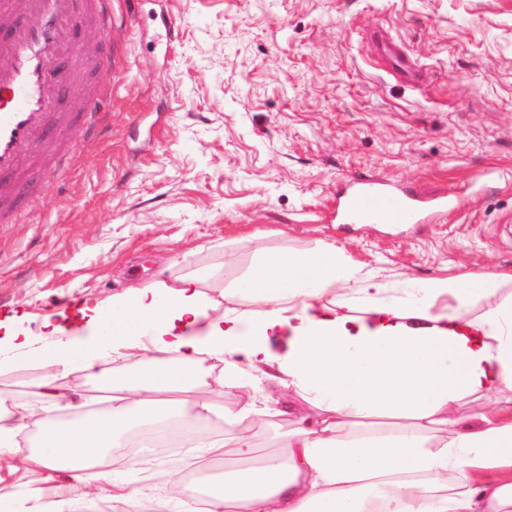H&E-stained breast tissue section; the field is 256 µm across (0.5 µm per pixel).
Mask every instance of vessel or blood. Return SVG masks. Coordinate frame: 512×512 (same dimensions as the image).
I'll return each mask as SVG.
<instances>
[{
	"label": "vessel or blood",
	"mask_w": 512,
	"mask_h": 512,
	"mask_svg": "<svg viewBox=\"0 0 512 512\" xmlns=\"http://www.w3.org/2000/svg\"><path fill=\"white\" fill-rule=\"evenodd\" d=\"M24 14L0 36V222H12V188L3 177L18 174L20 160L40 169L61 168L65 153L46 139L49 127L76 123L85 137L100 130L105 120L109 92L96 81L100 68H120L125 46L106 44L95 61L84 59L69 35L75 16H82L105 35L115 26L112 0H0V18ZM65 60L79 93L71 111L55 109L58 91L48 67L51 60ZM450 200L441 194L423 201L412 191L378 179L355 180L338 204L336 219L343 224H413L425 211L447 212Z\"/></svg>",
	"instance_id": "obj_1"
}]
</instances>
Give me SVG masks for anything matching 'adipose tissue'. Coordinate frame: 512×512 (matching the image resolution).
Segmentation results:
<instances>
[{
  "label": "adipose tissue",
  "mask_w": 512,
  "mask_h": 512,
  "mask_svg": "<svg viewBox=\"0 0 512 512\" xmlns=\"http://www.w3.org/2000/svg\"><path fill=\"white\" fill-rule=\"evenodd\" d=\"M238 297L258 311L217 313L200 281H155L113 296L106 307H84L80 327L56 325L36 360L57 368L39 384L41 404L8 407L0 393V503L22 490L18 469L45 481L69 474L42 512H78L87 488L130 507L172 512L161 496L127 490L105 468L115 438L141 421L173 423L180 395L208 383L237 392L229 417L240 428L239 457L250 458L264 429L251 392L254 370L277 366L299 412L287 458L240 470L210 485V512H363L371 491L382 512H512V406L490 414L482 397L512 391V274L408 280L394 286L324 245L311 252L263 253L252 271L224 267ZM496 298L473 314V302ZM361 315H354V306ZM145 352L136 379L110 376L112 406L94 420H58L57 410H81L78 395L57 376L100 374L104 355ZM224 363L209 379L206 358ZM369 415L409 419L391 436L348 437L341 424ZM38 419L40 435L27 452L16 438ZM496 478L475 482L480 471Z\"/></svg>",
  "instance_id": "1"
}]
</instances>
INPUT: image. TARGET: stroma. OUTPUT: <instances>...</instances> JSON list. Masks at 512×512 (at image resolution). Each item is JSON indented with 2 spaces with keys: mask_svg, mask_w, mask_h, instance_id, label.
Returning <instances> with one entry per match:
<instances>
[{
  "mask_svg": "<svg viewBox=\"0 0 512 512\" xmlns=\"http://www.w3.org/2000/svg\"><path fill=\"white\" fill-rule=\"evenodd\" d=\"M127 50L100 70L110 116L89 139L56 137L66 174L38 183L0 223V320L17 317L31 351L46 322L156 280L195 276L221 308L241 310L224 264L250 270L257 250L342 249L393 282L512 272V0H114ZM175 19L176 39L165 24ZM409 57L395 69L379 46ZM498 176H490V169ZM448 192L445 216L418 224H340L352 178ZM39 363L0 372V392L31 400ZM263 367L252 378L269 408L256 448L288 455L292 392ZM206 431L224 442L210 481L236 469L237 433L214 392ZM196 447L135 467L189 479Z\"/></svg>",
  "mask_w": 512,
  "mask_h": 512,
  "instance_id": "obj_1",
  "label": "stroma"
}]
</instances>
